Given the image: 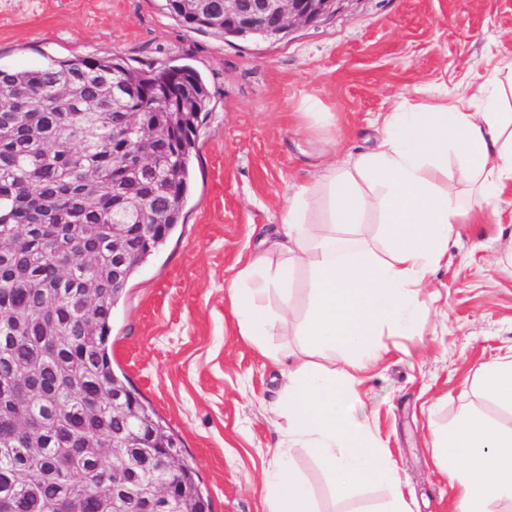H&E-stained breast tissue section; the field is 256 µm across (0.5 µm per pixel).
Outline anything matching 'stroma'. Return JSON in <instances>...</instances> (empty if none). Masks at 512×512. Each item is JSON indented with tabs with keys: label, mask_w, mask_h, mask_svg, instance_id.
Wrapping results in <instances>:
<instances>
[{
	"label": "stroma",
	"mask_w": 512,
	"mask_h": 512,
	"mask_svg": "<svg viewBox=\"0 0 512 512\" xmlns=\"http://www.w3.org/2000/svg\"><path fill=\"white\" fill-rule=\"evenodd\" d=\"M89 55L188 65L210 90L183 222L114 307L112 362L178 435L212 512H269L261 477L282 438L280 368L240 335L225 285L258 234L278 229L294 186L370 151L394 102L469 97L512 61V0H342L282 38L228 42L183 27L166 0H0V66ZM496 205L488 223L453 224L427 281L429 316L416 335L377 336L382 355L348 404L353 420L371 424L411 512H451L455 498L430 429L468 405L512 420L474 389L482 364L512 355V272L498 268L512 242V181ZM290 330L269 345L342 369L298 324ZM295 467L318 512H384L391 496L369 483L334 499L307 449Z\"/></svg>",
	"instance_id": "1"
}]
</instances>
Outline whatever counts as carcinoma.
Returning <instances> with one entry per match:
<instances>
[{"label": "carcinoma", "instance_id": "1", "mask_svg": "<svg viewBox=\"0 0 512 512\" xmlns=\"http://www.w3.org/2000/svg\"><path fill=\"white\" fill-rule=\"evenodd\" d=\"M167 9L187 29L211 32L224 37L222 25L194 24L179 0H167ZM136 91L160 94L140 101L147 123L128 129L112 126V82ZM13 97L18 93L37 94L41 106L15 116L8 131L0 134V238L23 237V246L32 258L31 272L0 288V309L8 307L25 323L0 326V403L13 397V380L19 370L32 364L38 355L42 334L26 317L39 312L41 292L33 287L47 277L56 251L65 242L83 235L91 247L112 236V223L127 224L135 237L151 239V247L135 255L121 282L114 286L107 278L104 293L91 307L80 306L58 296L59 321L56 339L58 359L69 363L82 391L61 388L55 383L53 365L40 372L51 397L33 407L50 425V437L41 451L33 454L25 447L15 423L0 413V512H57L56 504L65 491L90 500L112 491V482L150 484L171 482L175 497L170 512H210L195 469L181 462L177 471H154L148 475L121 464L118 449L112 454V434L142 429L154 436L155 451L165 453L179 442L168 424L142 399L130 378L112 365V310L130 280L148 258L163 248L183 223V207L191 187V157L196 151V132L204 120L211 93L200 73L188 65H168L162 70L142 71L110 56H87L51 60L45 65L0 68V89ZM176 116L170 125L168 142L156 143L154 164L167 175L165 191L150 195L146 182L136 172L126 180L137 184L144 202L158 206L160 224L142 226L132 215L112 216V151L100 143L112 140L137 143L151 141L156 113ZM34 124L44 148L32 145L26 127ZM92 125L96 137L82 136V126ZM96 185L97 209L87 208L81 190L86 183ZM69 273L87 281L101 277L93 253L75 245ZM123 394L135 407L134 421H126L112 410V391ZM94 434L108 448L101 459L73 461L67 471L60 469L61 449L81 435Z\"/></svg>", "mask_w": 512, "mask_h": 512}]
</instances>
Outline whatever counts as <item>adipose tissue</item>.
<instances>
[{
  "label": "adipose tissue",
  "mask_w": 512,
  "mask_h": 512,
  "mask_svg": "<svg viewBox=\"0 0 512 512\" xmlns=\"http://www.w3.org/2000/svg\"><path fill=\"white\" fill-rule=\"evenodd\" d=\"M510 180L512 113L503 111L501 82L493 76L466 101L397 103L383 115L371 152L289 196L280 231L260 238L227 285L239 332L277 360L266 340L287 333L290 275L307 268L311 306L302 333L318 348L340 351L345 368L322 371L305 360L289 367L276 408L288 420L287 438L262 478L270 512H317L293 466L303 448L315 450L334 498L381 481L393 489L386 512H409L371 425L351 421L345 405L381 357L377 332L418 330L429 311L421 290L447 254L457 218L486 214ZM373 212L390 243L384 259L347 234ZM272 295L274 309L266 304ZM478 384L512 412V356L482 365ZM431 446L457 491L453 512H504L512 505V427L468 409L454 425L434 430Z\"/></svg>",
  "instance_id": "ef3b65f1"
}]
</instances>
